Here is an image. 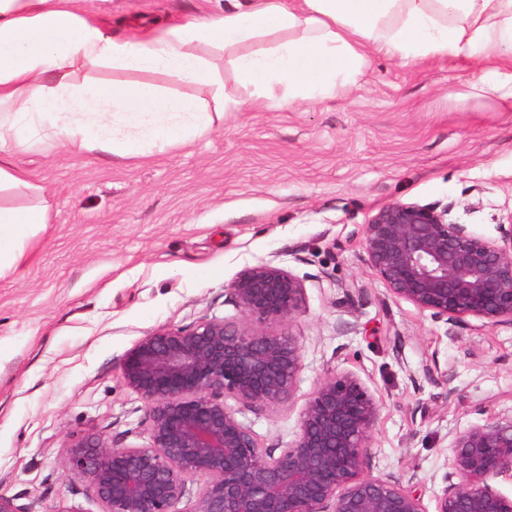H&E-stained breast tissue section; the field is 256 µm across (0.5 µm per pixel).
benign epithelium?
Masks as SVG:
<instances>
[{
    "label": "benign epithelium",
    "instance_id": "obj_1",
    "mask_svg": "<svg viewBox=\"0 0 512 512\" xmlns=\"http://www.w3.org/2000/svg\"><path fill=\"white\" fill-rule=\"evenodd\" d=\"M448 209L395 202L365 225L371 267L396 297L445 323L466 316L512 325V221L485 239L451 224ZM243 320L202 318L159 328L125 354L124 383L146 406L150 443L115 448L90 435L68 448L65 474L101 512H428L393 478L366 473L379 404L344 372L322 379L299 412L294 440L265 448L226 399L277 408L303 367L296 338L251 323L291 321L302 280L275 265L241 271L229 286ZM512 474V418L456 434L434 512H512L491 480ZM203 479L196 492L187 480Z\"/></svg>",
    "mask_w": 512,
    "mask_h": 512
}]
</instances>
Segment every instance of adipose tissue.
Wrapping results in <instances>:
<instances>
[{
	"instance_id": "ef3b65f1",
	"label": "adipose tissue",
	"mask_w": 512,
	"mask_h": 512,
	"mask_svg": "<svg viewBox=\"0 0 512 512\" xmlns=\"http://www.w3.org/2000/svg\"><path fill=\"white\" fill-rule=\"evenodd\" d=\"M74 0H0V191L28 186L16 148L49 149L52 139L125 160L185 146L225 113V95L200 47L232 51L252 104L291 108L334 98L356 83L368 54L410 63L426 58L512 62V0H235L208 21L159 27L125 39L83 17ZM110 68L137 81H77ZM162 73L214 91L212 106L145 81ZM52 139H45L44 131ZM44 208L0 204V278L21 263L46 224Z\"/></svg>"
}]
</instances>
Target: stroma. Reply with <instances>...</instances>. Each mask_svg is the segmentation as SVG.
Listing matches in <instances>:
<instances>
[{
    "label": "stroma",
    "instance_id": "stroma-1",
    "mask_svg": "<svg viewBox=\"0 0 512 512\" xmlns=\"http://www.w3.org/2000/svg\"><path fill=\"white\" fill-rule=\"evenodd\" d=\"M227 0H83L117 36L220 15ZM240 111L192 143L144 160L57 145L18 148L47 222L16 273L0 278V492L34 512H100L62 469L88 434L149 442L146 408L121 377L127 351L161 327L238 321L228 287L269 262L305 287L304 310L273 324L303 355L277 409L242 406L262 446L293 441L299 412L331 372L357 374L379 402L368 472L399 479L426 507L452 438L512 417V325L457 327L397 298L372 269L363 230L394 203L451 205L449 221L497 239L512 222V98L469 95L466 59L404 65L369 55L357 83L294 109L251 107L217 61Z\"/></svg>",
    "mask_w": 512,
    "mask_h": 512
}]
</instances>
